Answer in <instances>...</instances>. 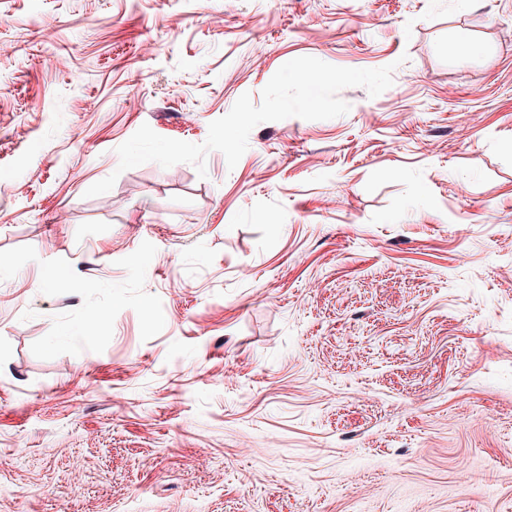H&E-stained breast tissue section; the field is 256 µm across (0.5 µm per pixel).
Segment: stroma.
I'll list each match as a JSON object with an SVG mask.
<instances>
[{"label": "stroma", "mask_w": 512, "mask_h": 512, "mask_svg": "<svg viewBox=\"0 0 512 512\" xmlns=\"http://www.w3.org/2000/svg\"><path fill=\"white\" fill-rule=\"evenodd\" d=\"M0 512H512V0H0Z\"/></svg>", "instance_id": "obj_1"}]
</instances>
